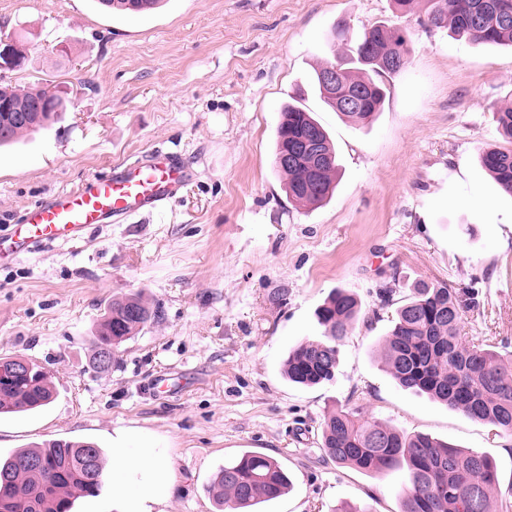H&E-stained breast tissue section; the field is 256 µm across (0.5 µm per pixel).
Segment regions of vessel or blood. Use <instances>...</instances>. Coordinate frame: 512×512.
Wrapping results in <instances>:
<instances>
[{
  "instance_id": "1",
  "label": "vessel or blood",
  "mask_w": 512,
  "mask_h": 512,
  "mask_svg": "<svg viewBox=\"0 0 512 512\" xmlns=\"http://www.w3.org/2000/svg\"><path fill=\"white\" fill-rule=\"evenodd\" d=\"M196 176L180 153L157 150L81 187L54 192L0 231V264L32 256L56 241H73L95 224L161 213Z\"/></svg>"
}]
</instances>
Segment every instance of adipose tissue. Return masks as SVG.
I'll return each instance as SVG.
<instances>
[{"instance_id":"obj_1","label":"adipose tissue","mask_w":512,"mask_h":512,"mask_svg":"<svg viewBox=\"0 0 512 512\" xmlns=\"http://www.w3.org/2000/svg\"><path fill=\"white\" fill-rule=\"evenodd\" d=\"M112 450V497L117 512H159L174 483L167 460L140 432L117 433Z\"/></svg>"}]
</instances>
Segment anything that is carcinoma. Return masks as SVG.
I'll return each instance as SVG.
<instances>
[{"instance_id":"obj_1","label":"carcinoma","mask_w":512,"mask_h":512,"mask_svg":"<svg viewBox=\"0 0 512 512\" xmlns=\"http://www.w3.org/2000/svg\"><path fill=\"white\" fill-rule=\"evenodd\" d=\"M161 0H99L107 10L140 14L157 8ZM426 23L448 29L478 43L512 46V0H425ZM407 32L387 21L365 28L346 60L326 63L316 71L320 98L355 125L367 123L381 110L385 81L404 70L409 57ZM337 72L335 93L325 81ZM50 92L35 84L12 88L0 100V146H8L36 132L58 116L34 114L33 122L16 121L14 109ZM506 145L480 154L484 169L498 189L512 195V105L495 113ZM311 141L320 152L313 161L302 156L276 164L286 180L289 200L302 206L322 204L332 196L339 173L336 151L326 130L303 107L281 110L276 130V155ZM476 300L472 287L416 286L396 310L393 326L381 346V357L396 383L419 392L466 417L512 435V345L499 349L470 343L460 336L463 299ZM361 313L352 294L337 289L319 307L316 318L322 335L299 342L288 355V381L304 387L331 382L339 361V345ZM160 312L142 295L115 298L106 307L92 356L103 349L117 351ZM54 389L46 373L34 372L14 385H0V415L38 410L50 404ZM322 448L338 467L368 474L402 470L407 477L400 512H493L498 487L495 464L488 456L465 451L423 433H407L379 421L359 418L355 410L328 413L322 425ZM104 473L102 449L93 442L53 440L43 447L20 449L0 457V482L12 484L14 495L0 503V512H72L75 501L100 493ZM290 488L280 463L246 451L220 467L211 485L219 507L231 512L276 499Z\"/></svg>"}]
</instances>
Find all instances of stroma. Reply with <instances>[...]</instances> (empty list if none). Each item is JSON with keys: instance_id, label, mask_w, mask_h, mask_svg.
I'll return each mask as SVG.
<instances>
[{"instance_id": "obj_1", "label": "stroma", "mask_w": 512, "mask_h": 512, "mask_svg": "<svg viewBox=\"0 0 512 512\" xmlns=\"http://www.w3.org/2000/svg\"><path fill=\"white\" fill-rule=\"evenodd\" d=\"M394 20L411 53L381 112L356 126L319 97L315 71L346 53L341 22ZM22 42L0 84L66 91L58 122L0 148V229L61 189L153 148L175 149L197 178L163 214L97 224L81 238L0 265V356L41 366L44 409L0 417V453L87 440L104 454L120 429L164 448L176 489L164 512H217L224 462L252 451L292 481L260 512H399V470L366 474L326 458L325 415L358 410L408 433L488 455L512 484V440L402 389L380 344L395 304L419 283L470 285L463 336L512 342V196L480 163L503 145L494 113L512 103V47L427 26L425 6L393 18L390 0H167L143 15L98 0H0V36ZM329 134L341 176L317 208L289 201L274 165L285 104ZM393 291L382 304L377 290ZM354 294L368 323L340 346L333 382L289 383V350L322 332L329 293ZM142 294L160 318L126 341L111 372L91 366L107 302ZM165 375L178 392L151 390Z\"/></svg>"}]
</instances>
